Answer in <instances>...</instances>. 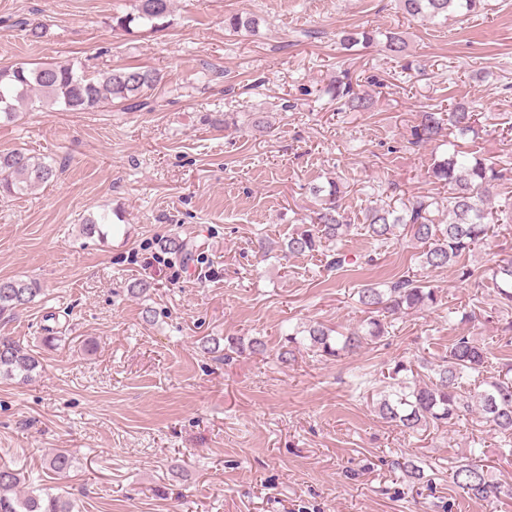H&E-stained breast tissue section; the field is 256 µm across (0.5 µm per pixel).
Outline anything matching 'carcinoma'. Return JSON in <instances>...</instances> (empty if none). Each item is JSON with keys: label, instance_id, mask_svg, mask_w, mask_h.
<instances>
[{"label": "carcinoma", "instance_id": "cac0c4a2", "mask_svg": "<svg viewBox=\"0 0 512 512\" xmlns=\"http://www.w3.org/2000/svg\"><path fill=\"white\" fill-rule=\"evenodd\" d=\"M402 10L413 17L430 21L448 20V14L459 12L469 15L483 8V0H399ZM171 14V0H136V13L112 17L114 27L130 30L137 21L154 29L167 23ZM384 36V49L390 56H406L407 39L401 31L357 29L347 32L343 45L351 49L379 43ZM162 82V75L155 69L141 67L111 68L100 72L79 71L70 64H45L26 67L22 64L0 69V119L11 121L20 108L38 96L48 105H62L68 111H90L105 104L119 101L132 102L140 107L148 91ZM336 96L345 99L344 105L353 112L369 107V98L354 91L351 83L338 82L333 88ZM456 130L477 139L483 131L479 114L462 102L448 104L447 112H422L411 131L412 144L426 146L440 140L444 131ZM56 168L49 162L21 150L0 152V195H22L30 189L50 182ZM430 177L448 188L445 197L448 223L437 224L431 217L434 202L425 196H414L396 209L387 203L371 206L362 212L361 224L372 240L386 243L398 237L409 238L422 245V263L431 268L456 266L459 278L466 281L474 276L475 269L459 263L484 246L494 233V216L489 207L492 189L503 178V172L494 163L478 156L453 151L434 160ZM317 200V207L310 223L302 224L290 235L284 257L311 254L323 244H328L325 269L339 272L355 263L339 242L355 228L346 212L343 199L345 186L332 179L325 185L309 188ZM112 221L88 219L82 224V234L107 238ZM497 285L501 302L512 305V260H501L488 268ZM42 288L31 279L0 280V317L34 302ZM358 299L370 313L364 324L345 334L332 335V330L315 324L285 337L279 358L289 362L294 350L305 345L324 360L339 358L367 345L376 344L390 335L393 321L404 314L429 310L437 303L438 295L421 281L410 276L392 281L385 288L374 283L358 289ZM485 349L471 336L456 337L448 355L436 364L422 365L431 372L423 379L412 362L399 361L390 371L391 390L381 396L378 412L381 418L395 422L417 432L430 424L450 425L462 416L473 412L479 423L505 438H512V369L507 368L496 377L481 382L482 389L470 390L465 380L478 378L483 373ZM42 367L33 350L24 347L11 336H0V378L32 380ZM470 456L448 463L452 484L470 498L495 502L503 496H512V488H504L489 476L481 461ZM407 477L424 478L422 467L406 459L392 463ZM47 470L59 477L74 468V457L66 451L49 455ZM26 484L24 473L18 469L0 467V512H73L70 498L54 494L50 489L31 486L24 493L18 488Z\"/></svg>", "mask_w": 512, "mask_h": 512}]
</instances>
